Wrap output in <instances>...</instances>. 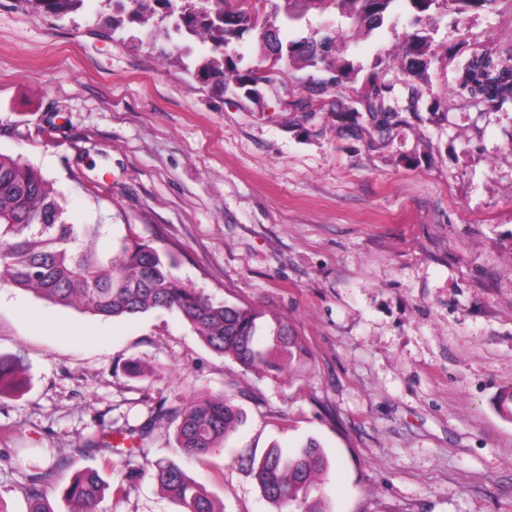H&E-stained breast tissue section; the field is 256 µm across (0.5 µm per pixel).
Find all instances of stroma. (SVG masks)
I'll return each mask as SVG.
<instances>
[{"mask_svg":"<svg viewBox=\"0 0 512 512\" xmlns=\"http://www.w3.org/2000/svg\"><path fill=\"white\" fill-rule=\"evenodd\" d=\"M111 12L0 0V152L52 181L74 223L101 225L100 254L151 242L187 287L288 322L309 359L297 379L261 378L169 311L105 319L0 285V354L22 369L0 394V506L28 512L25 475L50 470L53 512H73L63 491L94 468L98 512H180L124 476L178 458L160 405L225 393L244 423L182 462L221 512H275L238 459L308 437L330 461L324 512H512V103L453 93L473 51L512 49V0L430 22L422 118L388 140L328 105L295 111L310 68L219 95L190 72L209 47L161 24L135 41ZM412 29L400 4L336 54L384 55L398 84ZM146 425L145 456L128 455ZM105 433L115 452L77 453Z\"/></svg>","mask_w":512,"mask_h":512,"instance_id":"1","label":"stroma"}]
</instances>
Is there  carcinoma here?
Returning a JSON list of instances; mask_svg holds the SVG:
<instances>
[{"mask_svg":"<svg viewBox=\"0 0 512 512\" xmlns=\"http://www.w3.org/2000/svg\"><path fill=\"white\" fill-rule=\"evenodd\" d=\"M402 1L415 24L427 23L436 14H463L489 10L498 0H280L266 12L270 0H210L202 11L190 0L173 10L172 0H112L107 18L112 29L136 24L145 33L156 8L174 17L169 38L210 43L211 55L197 67L196 77L214 82L221 92L230 86L244 88L271 83L285 68L304 63L316 67L336 44L339 30L328 25L319 41L306 37L273 46L265 32L297 26L311 10L324 12L333 6L362 30L381 27L396 2ZM34 5L53 12L75 10L73 0H34ZM248 31H255L265 53L253 66L241 71L230 47ZM403 58L408 69L427 68L435 58L431 37L421 28L403 37ZM386 58L376 57L364 76L358 95L340 96L344 81L357 79L361 68L350 61L334 67L331 76L313 79L304 96L291 105L309 117L314 102L332 99L341 116H350L359 129L369 126L385 139L409 119H421L417 84L406 80L401 91L385 79ZM460 92L488 111L512 103V50L475 54L460 69ZM101 236L99 224H75L56 199V192L38 170L19 159L0 153V284H6L62 306L107 318L142 315L157 309L176 313L215 353L261 377L277 372L282 364L300 365L308 358L300 336L285 322L272 327L260 322L257 311L223 301L185 287L173 274L172 260L149 242L123 241L118 252L106 258L94 249ZM19 368L0 356V387L17 386ZM177 422L176 445L182 455L201 459L214 452L242 421V412L231 397L202 395L187 404L165 410ZM240 462L254 476L262 496L277 512H321L312 506V493L321 490L329 460L320 442L306 438L294 449L278 444L262 456L242 457ZM151 477L181 507V512H219L206 493L171 460L150 464ZM51 473L25 478L23 492L29 512H51L46 487ZM105 484L95 469L83 470L64 490L79 506L78 512H96Z\"/></svg>","mask_w":512,"mask_h":512,"instance_id":"obj_1","label":"carcinoma"}]
</instances>
